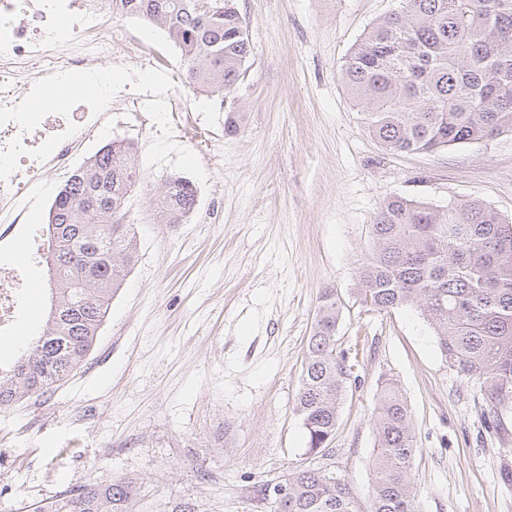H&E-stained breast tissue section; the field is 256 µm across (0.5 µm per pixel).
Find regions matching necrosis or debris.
I'll return each instance as SVG.
<instances>
[{
	"label": "necrosis or debris",
	"instance_id": "4bbe7bcc",
	"mask_svg": "<svg viewBox=\"0 0 512 512\" xmlns=\"http://www.w3.org/2000/svg\"><path fill=\"white\" fill-rule=\"evenodd\" d=\"M137 44L112 19V0H0V335L12 334L24 306V269L10 260L25 237L30 260L55 242L25 221L28 191L48 175L69 173L79 148L112 114L103 63L128 57ZM80 78L93 84L63 108H29Z\"/></svg>",
	"mask_w": 512,
	"mask_h": 512
}]
</instances>
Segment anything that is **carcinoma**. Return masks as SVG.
<instances>
[{
	"instance_id": "obj_1",
	"label": "carcinoma",
	"mask_w": 512,
	"mask_h": 512,
	"mask_svg": "<svg viewBox=\"0 0 512 512\" xmlns=\"http://www.w3.org/2000/svg\"><path fill=\"white\" fill-rule=\"evenodd\" d=\"M375 22L340 77L364 109L365 127L393 152L432 153L512 133V0H403ZM162 27L181 50L193 88L224 94L251 48L235 0H112V18ZM129 147L111 142L75 169L48 211L50 311L22 356L0 372V409L47 394L76 373L137 257L129 214L135 184ZM157 219L183 224L194 186L167 181ZM112 225V233L100 230ZM372 250L358 271L359 302L376 311L414 307L432 326L450 368L474 383L494 411L512 407V221L479 200L437 206L391 196L371 228ZM342 302L324 289L295 396L306 453L332 456L339 408L353 365L339 349ZM369 512H418V452L408 406L392 387L374 412ZM288 500L267 512H359L348 482L327 466H296ZM133 478L78 482L48 512H138Z\"/></svg>"
}]
</instances>
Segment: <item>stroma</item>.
<instances>
[{
    "label": "stroma",
    "instance_id": "stroma-1",
    "mask_svg": "<svg viewBox=\"0 0 512 512\" xmlns=\"http://www.w3.org/2000/svg\"><path fill=\"white\" fill-rule=\"evenodd\" d=\"M251 44L220 97L168 94L185 65L157 27L122 22L146 51L112 67V125L89 143L132 144L144 172L131 204L138 255L83 367L44 396L0 412V512H40L69 485L133 477L142 512H264L260 482L314 465L295 414L323 289L356 349L330 465L361 512L371 495L373 411L387 381L409 407L420 512H512V409L487 425L478 387L441 356L413 308L360 304L371 225L396 195L444 206L479 200L512 218V135L433 153H392L367 132L339 79L355 44L400 0H236ZM242 130L224 132L230 107ZM198 191L186 223H155L165 181Z\"/></svg>",
    "mask_w": 512,
    "mask_h": 512
}]
</instances>
